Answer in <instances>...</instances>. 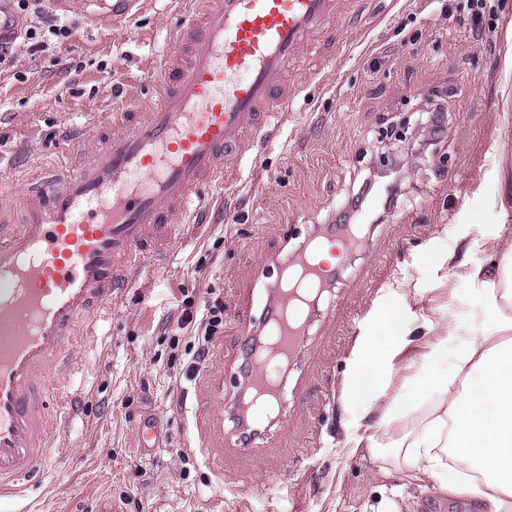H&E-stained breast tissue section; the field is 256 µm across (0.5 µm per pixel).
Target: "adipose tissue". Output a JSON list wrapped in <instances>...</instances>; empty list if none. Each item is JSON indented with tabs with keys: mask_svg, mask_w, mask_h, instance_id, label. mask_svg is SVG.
I'll return each mask as SVG.
<instances>
[{
	"mask_svg": "<svg viewBox=\"0 0 512 512\" xmlns=\"http://www.w3.org/2000/svg\"><path fill=\"white\" fill-rule=\"evenodd\" d=\"M457 278L484 286L485 320L470 332L456 317L426 319L423 366L407 383L410 393L392 386L396 359L412 345L410 302L419 288L399 286L394 307L373 313L372 328L354 348L344 382L348 401L367 404L379 423L400 436L393 450L409 466L414 479H432L449 494L458 485L442 457L447 452L470 462L482 480L474 489L483 512H512V267L470 269L459 264ZM456 335L460 347L449 353L446 337ZM451 362L448 372L438 366ZM422 421H414L415 413Z\"/></svg>",
	"mask_w": 512,
	"mask_h": 512,
	"instance_id": "ef3b65f1",
	"label": "adipose tissue"
}]
</instances>
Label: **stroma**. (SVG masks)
<instances>
[{
	"label": "stroma",
	"instance_id": "1",
	"mask_svg": "<svg viewBox=\"0 0 512 512\" xmlns=\"http://www.w3.org/2000/svg\"><path fill=\"white\" fill-rule=\"evenodd\" d=\"M84 0L60 13L48 0H32L24 26H68L64 42L48 37L43 49L25 35L13 43L10 64L0 67V185L20 189L53 169L57 179L87 161L112 135L114 93L136 84L140 109L154 102L150 63L165 48L179 0H139L125 20L87 28ZM493 18L482 34L466 13H449L448 0H351L329 24L335 42L318 38L319 56L340 47L335 65L304 61L288 75L298 97L270 137L253 149L222 192L200 236L172 245L133 287L117 290L88 336L77 326L72 374L54 383L57 395L81 399V413L59 426L61 463L44 468L20 495L0 502V512H481L460 476L456 495L431 479L415 480L388 454L352 451L350 423L363 408L325 396L345 378L353 349L371 314L407 283L421 288L412 304L417 316L445 313L471 326L480 312V285L445 278L431 255L478 268L499 262L491 250L500 225L512 226V68L504 63V25L512 0H490ZM445 109L447 132L429 149L405 146L399 155L401 196L391 215L366 224L348 253L346 268L331 286L343 307L321 316L311 348L288 376L302 381L288 417L286 449L268 461L253 452L256 476L239 493L235 436L224 429V475L216 477L201 456L187 449L198 387L187 375L178 330L185 299L203 306L224 300V329L209 346L211 370L235 362V313L245 302L261 312L266 286L285 261L323 224H331L370 177L368 154L385 129L408 117L424 128L435 103ZM83 127L85 141L62 151L55 136ZM156 421L157 448L140 451L138 427ZM323 446L310 471L296 462L314 435Z\"/></svg>",
	"mask_w": 512,
	"mask_h": 512
}]
</instances>
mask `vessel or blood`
Listing matches in <instances>:
<instances>
[{
	"label": "vessel or blood",
	"instance_id": "vessel-or-blood-1",
	"mask_svg": "<svg viewBox=\"0 0 512 512\" xmlns=\"http://www.w3.org/2000/svg\"><path fill=\"white\" fill-rule=\"evenodd\" d=\"M137 0H100L83 17L99 27L129 16ZM158 61V101L136 109L121 99L118 135L60 184L46 182L19 199L21 223L0 211V498L16 496L54 456L47 388L66 369L74 328L93 323L116 287H130L147 259L187 234L173 218L223 181L296 95L281 80L312 36L325 34L340 0H182ZM350 226L327 224L298 251L296 273L269 288L264 318L251 329L237 315L240 368L256 397L249 453L283 409L274 365L307 351L314 299L336 275L316 250L344 257ZM197 444L213 460L211 428L195 422Z\"/></svg>",
	"mask_w": 512,
	"mask_h": 512
}]
</instances>
